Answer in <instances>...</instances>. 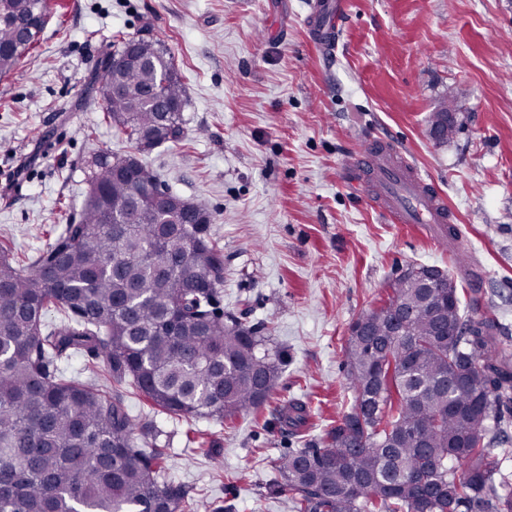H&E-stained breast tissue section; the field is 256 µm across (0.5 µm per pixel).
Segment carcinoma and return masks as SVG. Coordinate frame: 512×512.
Returning a JSON list of instances; mask_svg holds the SVG:
<instances>
[{
  "mask_svg": "<svg viewBox=\"0 0 512 512\" xmlns=\"http://www.w3.org/2000/svg\"><path fill=\"white\" fill-rule=\"evenodd\" d=\"M51 0L0 4V77L35 48ZM131 36L96 74L102 121L134 149L178 143L185 107L174 56ZM133 157L102 152L85 176L72 222L27 263L0 245V512H183L190 490L166 476L158 435L139 426L118 390L129 382L156 415L217 422L257 411L272 397L282 349L261 329L219 309L224 247L211 216L126 208L157 176ZM391 294L360 314L342 347L350 410L322 447L273 459L272 492L293 512H512V479L490 435L512 403V352L478 289L453 279L425 288L396 277ZM61 315L46 322L47 313ZM86 352L115 387L68 378L61 364ZM303 427L308 408L278 409Z\"/></svg>",
  "mask_w": 512,
  "mask_h": 512,
  "instance_id": "obj_1",
  "label": "carcinoma"
}]
</instances>
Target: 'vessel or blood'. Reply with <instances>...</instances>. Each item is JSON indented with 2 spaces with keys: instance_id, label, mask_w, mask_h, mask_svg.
Returning a JSON list of instances; mask_svg holds the SVG:
<instances>
[{
  "instance_id": "vessel-or-blood-1",
  "label": "vessel or blood",
  "mask_w": 512,
  "mask_h": 512,
  "mask_svg": "<svg viewBox=\"0 0 512 512\" xmlns=\"http://www.w3.org/2000/svg\"><path fill=\"white\" fill-rule=\"evenodd\" d=\"M344 0H315L306 18L311 37L321 45L334 41L333 23L342 17ZM354 178L366 181L377 211L394 224H455L457 216L433 179L416 167L390 139L369 143L350 162Z\"/></svg>"
}]
</instances>
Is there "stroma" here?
I'll return each instance as SVG.
<instances>
[{
  "label": "stroma",
  "instance_id": "stroma-1",
  "mask_svg": "<svg viewBox=\"0 0 512 512\" xmlns=\"http://www.w3.org/2000/svg\"><path fill=\"white\" fill-rule=\"evenodd\" d=\"M40 39L0 78V241L24 258L53 242L85 199L99 152L130 145L102 122L94 75L116 32L161 40L189 96L185 138L142 154L180 197L204 205L224 247L225 312L265 323L285 354L270 403L224 424L159 419L169 478L192 512H292L270 495L271 459L318 445L349 411L341 346L410 265L454 256L414 224L387 222L348 173L389 137L438 182L498 320L512 328V0H348L326 52L303 21L310 0H60ZM456 101V133L428 124ZM306 402L305 427L276 410ZM203 435L207 452L189 443Z\"/></svg>",
  "mask_w": 512,
  "mask_h": 512
}]
</instances>
